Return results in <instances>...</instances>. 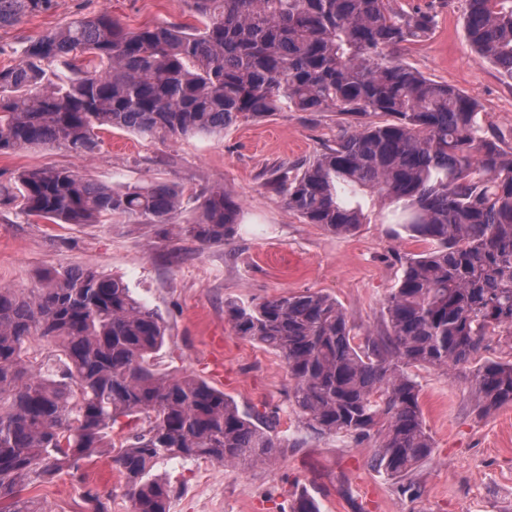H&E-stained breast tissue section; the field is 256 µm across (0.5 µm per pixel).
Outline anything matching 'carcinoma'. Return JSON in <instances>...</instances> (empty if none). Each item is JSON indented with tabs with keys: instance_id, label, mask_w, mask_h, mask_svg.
I'll return each mask as SVG.
<instances>
[{
	"instance_id": "carcinoma-1",
	"label": "carcinoma",
	"mask_w": 512,
	"mask_h": 512,
	"mask_svg": "<svg viewBox=\"0 0 512 512\" xmlns=\"http://www.w3.org/2000/svg\"><path fill=\"white\" fill-rule=\"evenodd\" d=\"M197 21L121 25L100 12L71 19L0 67V154L63 145L91 154L99 133L219 135L286 105L380 121L340 130L336 145L267 182L288 211L335 235L368 221L366 200L430 247L413 255L383 303L385 333L355 343L347 312L321 292L230 303L236 335L282 355L288 400L312 435L374 438L373 468L411 474L433 453L413 367L451 369L484 341L512 349V146L474 98L435 82L401 51L428 39L435 3L401 0H186ZM57 0H0V28L48 14ZM465 38L512 80V0H466ZM53 224L134 217L202 246L229 240L241 207L211 188L189 224L183 191L157 183L114 191L70 168L22 172L0 205ZM166 327L120 277L74 266L18 292L0 286V512H45L23 494L77 472L122 430L113 462L132 512H170L174 484L158 464L272 465L282 439L261 416L191 373L161 374ZM55 353L38 358L35 339ZM475 409L512 404V360L474 374ZM83 512H110L85 487ZM289 512H319L301 492Z\"/></svg>"
}]
</instances>
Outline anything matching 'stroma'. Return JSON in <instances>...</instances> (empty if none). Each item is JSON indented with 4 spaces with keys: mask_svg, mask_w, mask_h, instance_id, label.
<instances>
[{
    "mask_svg": "<svg viewBox=\"0 0 512 512\" xmlns=\"http://www.w3.org/2000/svg\"><path fill=\"white\" fill-rule=\"evenodd\" d=\"M463 7L464 0H451L439 8L433 35L406 45L402 55L426 77L475 98L486 121L510 130L512 80L470 48ZM104 11L132 29L191 20L185 0H58L53 13L0 28V67L17 63L18 49L45 31ZM348 122L333 112L284 110L218 136L162 139L115 130L86 156L61 146L0 155L3 184L16 183L28 169L58 166L116 190L158 182L189 193L221 187L242 206L234 237L207 247L185 236L163 237L129 218L59 226L0 206V285L27 291L48 272L72 265L123 278L164 320L160 372L195 374L241 410L276 416L275 432L287 445L276 464H166L180 486L171 512H279L303 491L320 512H512V405L478 415L473 366L417 369L434 451L410 477L407 492L371 467L372 443L310 437L288 400L292 382L284 359L237 336L224 313L230 302L319 291L336 298L356 335L383 330V302L405 257L425 250V243L390 223L387 204H375L368 223L351 234L335 235L289 213L282 195L267 186L276 171L299 167L333 145ZM86 482L111 493L112 512H131L124 478L108 455L87 464L83 477L63 474L27 493L47 512H80Z\"/></svg>",
    "mask_w": 512,
    "mask_h": 512,
    "instance_id": "stroma-1",
    "label": "stroma"
}]
</instances>
